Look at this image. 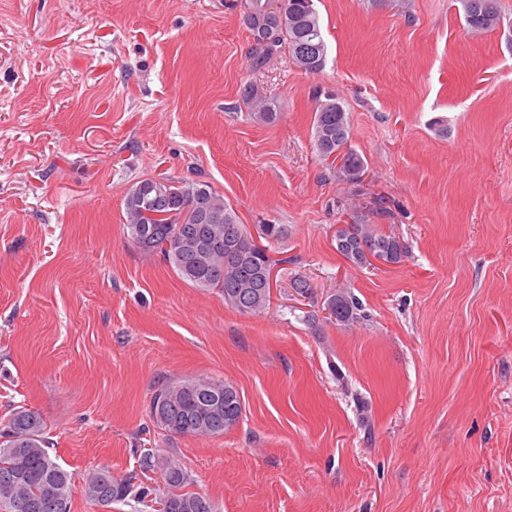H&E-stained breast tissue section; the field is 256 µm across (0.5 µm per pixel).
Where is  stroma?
Returning a JSON list of instances; mask_svg holds the SVG:
<instances>
[{
    "label": "stroma",
    "mask_w": 512,
    "mask_h": 512,
    "mask_svg": "<svg viewBox=\"0 0 512 512\" xmlns=\"http://www.w3.org/2000/svg\"><path fill=\"white\" fill-rule=\"evenodd\" d=\"M313 6L316 75L284 52L252 71L240 0H0V421L36 412L78 478L158 488L137 451H168L214 512H512V0L479 36L461 0ZM250 82L274 123L250 119ZM321 90L401 264L336 250L356 216L314 147ZM160 177L286 225L256 240L292 259L268 309L240 314L132 243L125 194ZM339 288L364 320L321 318ZM200 375L237 389L239 424L167 435L155 387ZM241 99L244 107L253 115L255 121L271 124L277 119L275 102L266 95L259 85H246L243 88Z\"/></svg>",
    "instance_id": "35a3bbf8"
}]
</instances>
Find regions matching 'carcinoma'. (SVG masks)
Returning a JSON list of instances; mask_svg holds the SVG:
<instances>
[{
    "mask_svg": "<svg viewBox=\"0 0 512 512\" xmlns=\"http://www.w3.org/2000/svg\"><path fill=\"white\" fill-rule=\"evenodd\" d=\"M244 23L251 32L248 55L254 71L264 68L283 48L289 59L307 73L320 72L326 63L327 44L318 12L311 0H242ZM465 28L485 33L501 22L499 0H463ZM242 103L255 121L271 124L277 119L275 102L257 84L243 88ZM350 117L332 93L318 99L313 119L314 146L328 175L357 188L365 170L363 158L349 145ZM192 199L197 217L184 225L181 238L169 237L168 225L156 217ZM126 229L132 242L147 253H160L178 277L202 290H218L224 302L243 315L267 309L271 292L264 281L268 268L292 259H273L267 249L254 243L246 225L224 202V196L200 181L158 183L144 179L125 195ZM258 234L272 242L288 235L284 224H260ZM336 251L356 267L375 259L396 265L407 257L404 241L394 231L384 233L376 224L359 222L336 229ZM291 288L306 298L313 286L304 274H294ZM328 320L349 325L363 319L362 305L342 288L323 301ZM235 387L224 381L191 377L165 381L155 390L150 404L153 422L169 436H219L235 427L242 409ZM44 423L34 411L21 407L0 422V507L22 512L18 500L48 506V512H70L74 476L63 469L48 451ZM143 472L162 475L168 492L169 512H213L210 500L196 492H184L188 475L178 459L159 449L140 454ZM87 499L102 506L126 499L132 491L127 479H116L108 469L82 478Z\"/></svg>",
    "mask_w": 512,
    "mask_h": 512,
    "instance_id": "cac0c4a2",
    "label": "carcinoma"
}]
</instances>
